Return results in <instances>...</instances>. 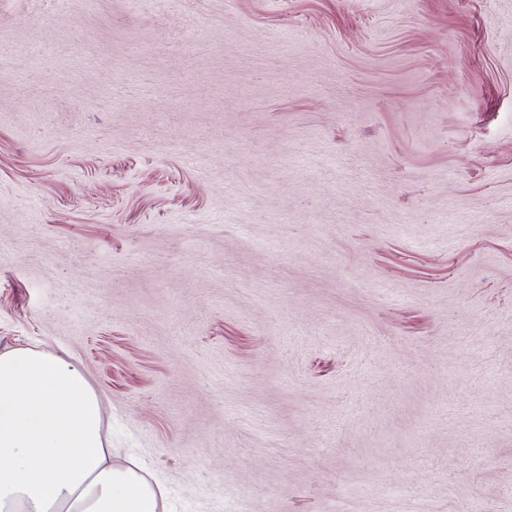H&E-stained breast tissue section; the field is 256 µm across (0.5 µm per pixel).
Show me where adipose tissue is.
Wrapping results in <instances>:
<instances>
[{"label":"adipose tissue","mask_w":512,"mask_h":512,"mask_svg":"<svg viewBox=\"0 0 512 512\" xmlns=\"http://www.w3.org/2000/svg\"><path fill=\"white\" fill-rule=\"evenodd\" d=\"M99 395L77 367L0 352V512H165L160 483L114 467Z\"/></svg>","instance_id":"obj_1"}]
</instances>
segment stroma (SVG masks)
<instances>
[{
    "label": "stroma",
    "mask_w": 512,
    "mask_h": 512,
    "mask_svg": "<svg viewBox=\"0 0 512 512\" xmlns=\"http://www.w3.org/2000/svg\"><path fill=\"white\" fill-rule=\"evenodd\" d=\"M19 346L168 512H512V0H0Z\"/></svg>",
    "instance_id": "obj_1"
}]
</instances>
